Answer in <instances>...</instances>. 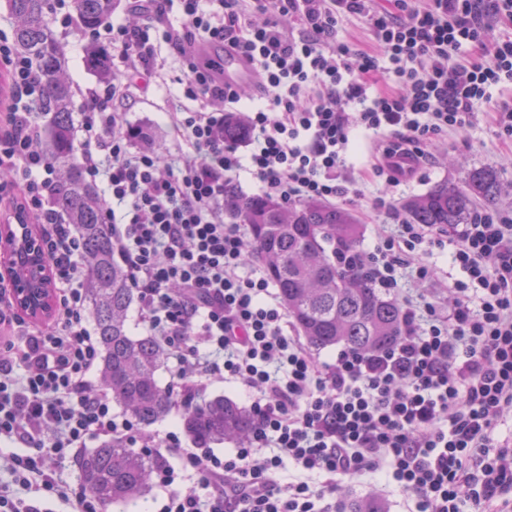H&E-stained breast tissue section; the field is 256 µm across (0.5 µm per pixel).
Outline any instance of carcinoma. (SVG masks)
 <instances>
[{
  "label": "carcinoma",
  "instance_id": "cac0c4a2",
  "mask_svg": "<svg viewBox=\"0 0 512 512\" xmlns=\"http://www.w3.org/2000/svg\"><path fill=\"white\" fill-rule=\"evenodd\" d=\"M118 2L74 0L77 25L96 29L112 18ZM6 6L17 20L16 46L36 63L43 78L39 111L50 116L47 153L59 176L53 205L81 238L86 300L95 322L103 385L113 402L148 427L170 409V392L157 379L169 352L156 337L134 336L128 328L135 291L124 263L114 254L95 188L85 180L72 150V90L50 22L51 0H6ZM85 62L101 79L111 78L110 56L97 45L87 47ZM247 136L242 118L224 121L225 141L242 142ZM501 186L499 171L479 168L463 184L443 182L404 203L403 210L413 224L446 229L467 223L477 204L494 205ZM224 209L236 223L246 225L250 251L263 261L281 304L311 349L343 346L375 354L405 335V318L396 299L336 258L359 244L361 229L350 210L320 201L286 206L267 195L243 197L230 184L224 186ZM182 421L200 448L242 442L253 430L250 411L224 396L191 404ZM159 461L108 441L80 453L75 466L82 486L108 507L149 492ZM338 512L386 510L382 502L366 498L342 502Z\"/></svg>",
  "mask_w": 512,
  "mask_h": 512
}]
</instances>
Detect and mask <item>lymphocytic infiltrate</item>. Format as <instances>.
I'll return each instance as SVG.
<instances>
[{
    "instance_id": "f902f5d3",
    "label": "lymphocytic infiltrate",
    "mask_w": 512,
    "mask_h": 512,
    "mask_svg": "<svg viewBox=\"0 0 512 512\" xmlns=\"http://www.w3.org/2000/svg\"><path fill=\"white\" fill-rule=\"evenodd\" d=\"M141 22L104 23L119 73L90 89L78 126L79 162L104 186L103 220L124 262L142 324L168 349L173 409L198 398L206 380L232 381L250 402L255 428L228 456L188 451L180 431L145 434L112 412L92 377L99 350L86 324L82 245L52 205L56 171L41 146L43 81L32 59L0 29V72L11 86L0 111V212L33 218L55 277L56 306L26 321L0 279V441L12 483L0 512H45L44 495L71 512H104L81 484L61 480L65 462L95 440H117L159 468L156 512H325L339 482L382 474L415 512H512V212L478 207L468 223L440 229L402 219L382 225L372 249L344 255L390 292L406 336L374 355L338 350L326 361L294 336L268 278L251 267L241 225L224 213V186L248 171L284 204L355 203L344 179L355 132L383 144L368 171L384 185L368 214L390 213L403 175L396 156L427 159L435 139L476 127L495 87L512 84V32L482 57L467 54L485 30L512 23V0H129ZM262 23H255V16ZM369 28L379 53L337 41L344 22ZM299 26L290 33L289 24ZM168 45L180 73L173 149L135 148L122 121L135 92L160 76ZM253 66L261 106L244 145L224 140L235 105L224 53ZM391 79L378 89L379 78ZM447 250L462 272L446 300L405 288L434 276L424 257ZM293 464L296 479L279 472ZM197 476L199 496L185 480Z\"/></svg>"
}]
</instances>
